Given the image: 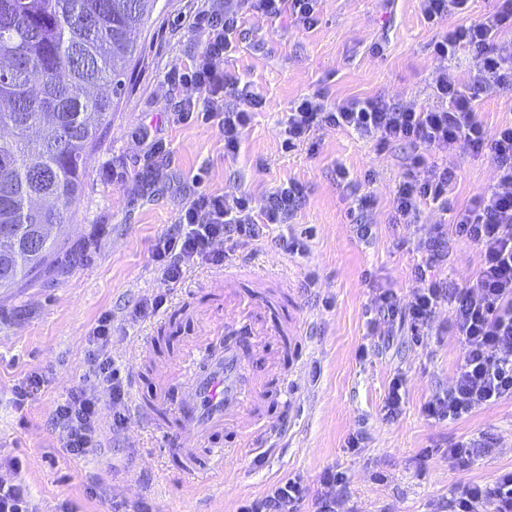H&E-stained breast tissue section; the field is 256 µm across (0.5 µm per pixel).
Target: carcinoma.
<instances>
[{"mask_svg": "<svg viewBox=\"0 0 512 512\" xmlns=\"http://www.w3.org/2000/svg\"><path fill=\"white\" fill-rule=\"evenodd\" d=\"M155 0H0V288L56 248L82 158L125 89Z\"/></svg>", "mask_w": 512, "mask_h": 512, "instance_id": "obj_1", "label": "carcinoma"}]
</instances>
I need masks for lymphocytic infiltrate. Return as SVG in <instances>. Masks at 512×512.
Wrapping results in <instances>:
<instances>
[{"instance_id": "obj_1", "label": "lymphocytic infiltrate", "mask_w": 512, "mask_h": 512, "mask_svg": "<svg viewBox=\"0 0 512 512\" xmlns=\"http://www.w3.org/2000/svg\"><path fill=\"white\" fill-rule=\"evenodd\" d=\"M496 11L476 23L444 28L431 44L434 58L455 57L462 49L473 53L474 64L467 82L451 71H441L434 93L444 100L438 110H401L381 99L365 98L325 104L319 96L297 99L290 108L285 128L288 146L309 141L316 127L331 125L373 140L384 148L395 143L413 147L412 166L400 180L392 206L397 223H416L422 205L448 210V193L457 180L452 166L427 164V151L449 149L458 141L474 150L489 149L496 170L495 185L457 210L458 235L479 246L483 261L472 283L449 287L432 270L443 250L442 238L419 241L411 301L400 306L392 291L372 299L375 316L370 331L397 321L412 335H429L437 310L454 304L452 331L463 345V357L448 390L424 406L439 420H459L503 398H512V123L487 135L475 109L480 92L501 85L512 86V0H498ZM248 4L258 14L275 17L290 13L305 26L315 23L317 0H210L196 13L192 25L205 37L204 49L191 72L181 78L184 115L204 109L219 119L224 129V152L240 150L241 136L263 100L225 77L224 57L233 48L240 22V6ZM303 200L301 186L289 182L277 187L262 211H254L247 194L229 197L201 194L181 211L177 232L160 238L154 253L164 280L174 283L183 276L184 257L200 254L213 261L224 259L215 242L230 240L245 247L258 240L264 224H288ZM112 318L102 316L93 331L97 350L86 361V378L108 386L112 406L102 411L82 388L71 389L53 415V427L63 448L82 458L100 455L115 427L126 421L125 389L106 349L111 341ZM299 479L271 485L258 498L245 501L238 512H300ZM448 512H512V470L488 483H472L454 490Z\"/></svg>"}]
</instances>
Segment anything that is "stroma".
<instances>
[{
    "mask_svg": "<svg viewBox=\"0 0 512 512\" xmlns=\"http://www.w3.org/2000/svg\"><path fill=\"white\" fill-rule=\"evenodd\" d=\"M204 6L157 0L121 102L85 158L82 189L66 223L52 231L51 262L26 287L0 295V481L27 484L36 512H58L64 503L70 512H114V503L140 500L150 512H237L243 500L298 476L301 510L313 512L324 491L319 479L334 469L348 479L339 512H444L457 485L512 470V398L457 421L432 419L424 405L451 385L463 352L449 332L451 305L439 309L432 336L421 341L387 324L369 335L367 322L373 289L411 300L419 239L444 234L447 259L438 275L455 284L472 280L481 250L455 234L453 211L492 187L494 164L464 141L432 151L430 161L457 170L452 209L426 205L417 223L398 224L392 199L412 147L381 151L329 125L316 128L311 144L283 145L289 108L306 95L331 104L378 97L402 108L438 107L432 85L440 63L430 45L439 30L423 20L419 0H319L309 28L286 12L269 18L243 11L224 72L247 82L265 104L232 159L224 155L218 120L181 116L179 77L202 53L192 18ZM476 109L487 132L512 122V86L480 95ZM341 168L348 179H339ZM286 182L304 191L293 223L265 226L260 241L226 263L193 255L183 261L181 280L162 279L155 245L175 231L194 197L246 191L258 211ZM362 196L372 198V209L358 210ZM362 223L371 226L369 238L354 230ZM284 234L304 253L285 256L278 246ZM228 264L278 266L287 287L267 283L259 295L281 325L298 320L305 332L298 344L286 334L259 337V360L245 376L249 383L290 380L287 395L270 396L261 409L263 419L286 423L280 447L246 455L240 438L217 432L205 442L224 451L212 459L216 478L190 482L175 470L183 458L173 409L181 372L224 324L220 279ZM146 296L165 304L137 314ZM105 314L112 317L108 351L123 368L128 420L113 431L109 452L78 459L61 448L52 417L80 385L109 409L107 386L83 380L92 332ZM33 375L41 386L18 397ZM398 375L405 399L389 418L384 399ZM481 433L495 443L491 455L463 467L449 463V445ZM354 435L355 452L348 448ZM91 473L102 477L93 494L86 486Z\"/></svg>",
    "mask_w": 512,
    "mask_h": 512,
    "instance_id": "1",
    "label": "stroma"
}]
</instances>
